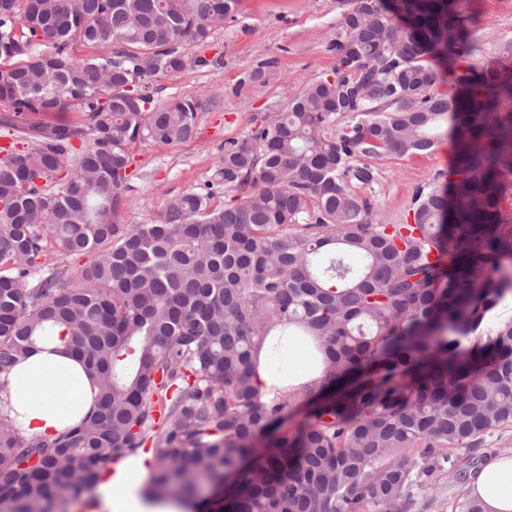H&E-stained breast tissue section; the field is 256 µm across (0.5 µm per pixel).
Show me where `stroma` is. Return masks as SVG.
Listing matches in <instances>:
<instances>
[{"mask_svg": "<svg viewBox=\"0 0 512 512\" xmlns=\"http://www.w3.org/2000/svg\"><path fill=\"white\" fill-rule=\"evenodd\" d=\"M456 9L472 46L465 65L512 66V0H456ZM341 11L340 0H239L207 43L184 44L185 68L156 79L145 91L157 105L175 97L202 101L198 135L177 145L148 141L132 147L124 223H158L171 198L216 181L225 141L247 139L255 117L279 112L303 84L331 74L338 63ZM201 57L206 65H198ZM213 58L218 66H210ZM259 66L266 81L251 78ZM358 163L373 174L369 184L356 187L371 213L403 224L411 219L417 186L444 184L454 146L446 140L430 155L362 157ZM467 493L466 479H443L437 489L417 491L416 512H452Z\"/></svg>", "mask_w": 512, "mask_h": 512, "instance_id": "35a3bbf8", "label": "stroma"}]
</instances>
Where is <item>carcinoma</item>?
Wrapping results in <instances>:
<instances>
[{
	"mask_svg": "<svg viewBox=\"0 0 512 512\" xmlns=\"http://www.w3.org/2000/svg\"><path fill=\"white\" fill-rule=\"evenodd\" d=\"M7 2L0 122L30 148L0 159V373L58 336L99 392L52 440L0 414V512H57L143 449L145 496L189 512H412L512 428V68L462 66L454 0H352L334 74L227 142L220 181L157 224L119 222L130 148L194 138L200 103L140 89L238 0ZM441 73L455 92L432 91ZM445 137L452 180L416 190L411 223H373L354 161ZM221 186L239 202L212 206ZM55 254L93 259L75 276ZM276 324L320 339L326 387L356 380L280 435L293 394L262 399L252 355Z\"/></svg>",
	"mask_w": 512,
	"mask_h": 512,
	"instance_id": "obj_1",
	"label": "carcinoma"
}]
</instances>
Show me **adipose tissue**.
<instances>
[{
  "label": "adipose tissue",
  "instance_id": "obj_1",
  "mask_svg": "<svg viewBox=\"0 0 512 512\" xmlns=\"http://www.w3.org/2000/svg\"><path fill=\"white\" fill-rule=\"evenodd\" d=\"M258 360L255 381L262 392L285 384L298 395L317 392L326 366L311 355L306 342L297 336H276L255 352ZM96 381L78 358L65 350L58 337L39 342L28 356L8 373L0 375V404H9L24 436L54 438L65 432L93 409ZM147 474L130 463L110 481L99 486L107 512H180L173 503L145 501L139 491ZM484 512H512V454L489 460L467 486Z\"/></svg>",
  "mask_w": 512,
  "mask_h": 512
}]
</instances>
